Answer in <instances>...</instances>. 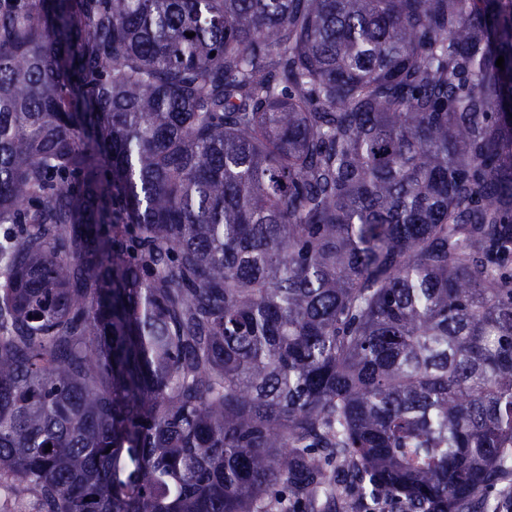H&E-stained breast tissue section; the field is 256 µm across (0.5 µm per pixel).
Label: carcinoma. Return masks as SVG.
<instances>
[{
  "mask_svg": "<svg viewBox=\"0 0 512 512\" xmlns=\"http://www.w3.org/2000/svg\"><path fill=\"white\" fill-rule=\"evenodd\" d=\"M0 224L13 512H498L512 0H0Z\"/></svg>",
  "mask_w": 512,
  "mask_h": 512,
  "instance_id": "carcinoma-1",
  "label": "carcinoma"
}]
</instances>
